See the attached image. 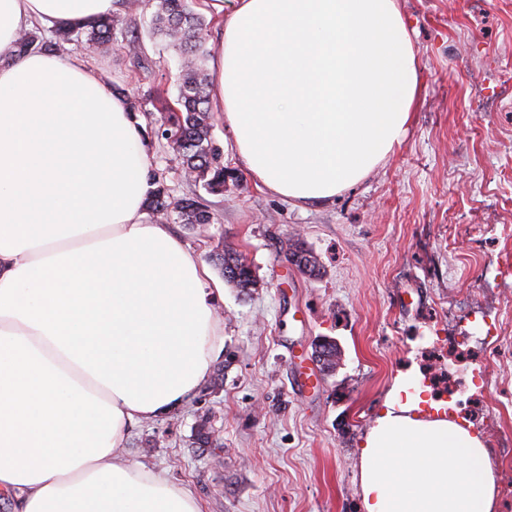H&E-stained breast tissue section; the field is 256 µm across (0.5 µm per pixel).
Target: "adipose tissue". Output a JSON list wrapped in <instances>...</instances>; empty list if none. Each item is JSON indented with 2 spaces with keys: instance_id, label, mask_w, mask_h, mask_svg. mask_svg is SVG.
<instances>
[{
  "instance_id": "1",
  "label": "adipose tissue",
  "mask_w": 512,
  "mask_h": 512,
  "mask_svg": "<svg viewBox=\"0 0 512 512\" xmlns=\"http://www.w3.org/2000/svg\"><path fill=\"white\" fill-rule=\"evenodd\" d=\"M212 99L256 183L328 202L404 140L424 86L400 0H232ZM119 0H0V493L14 512H205L129 461L133 425L207 380L220 289L149 221L153 167L126 97L86 56L18 51ZM362 512H497L478 431L411 374L358 448Z\"/></svg>"
}]
</instances>
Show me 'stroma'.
I'll return each mask as SVG.
<instances>
[{"mask_svg": "<svg viewBox=\"0 0 512 512\" xmlns=\"http://www.w3.org/2000/svg\"><path fill=\"white\" fill-rule=\"evenodd\" d=\"M159 0H138L122 23L141 29L137 51L117 41L91 59L108 84L145 99L154 128L177 95L174 53L144 29ZM424 95L389 159L326 205L261 189L231 149L222 114L213 134L239 179L207 196L218 219L203 233L171 229L201 259L224 246L253 265L259 286H225L224 342L182 409L130 431L132 462L190 487L207 512H361L360 439L394 378L422 383L454 370L456 414L487 446L512 439V0H402ZM173 196L194 191L166 141L147 136ZM298 240L322 266L312 278L281 248ZM496 337L456 359L450 337ZM329 337L336 369L306 378ZM218 445L196 447L201 415Z\"/></svg>", "mask_w": 512, "mask_h": 512, "instance_id": "1", "label": "stroma"}]
</instances>
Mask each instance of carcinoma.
<instances>
[{"mask_svg": "<svg viewBox=\"0 0 512 512\" xmlns=\"http://www.w3.org/2000/svg\"><path fill=\"white\" fill-rule=\"evenodd\" d=\"M194 0H160L151 22L152 33L162 37L174 50L182 66L178 94L168 107L163 133H172L173 149L182 169L194 175V181L210 195L224 194L229 175L224 169L223 151L213 140L208 93L206 62L209 52L204 30L209 25L205 16L193 8ZM119 19L104 17L85 29L54 31L49 35L40 30L25 31L18 37V47L26 51L32 47L57 49L67 45L83 46L94 52H106L117 39ZM146 209L150 219L177 215V220L188 226L211 224L214 213L199 194L173 198L164 185L163 174L156 172L153 187L148 192ZM286 259L301 272L317 277L320 263L313 253L297 241L289 245ZM214 264L224 280L250 294L258 285L255 272L246 258L231 247L215 254ZM320 369L330 372L336 367V343L321 346Z\"/></svg>", "mask_w": 512, "mask_h": 512, "instance_id": "obj_1", "label": "carcinoma"}]
</instances>
